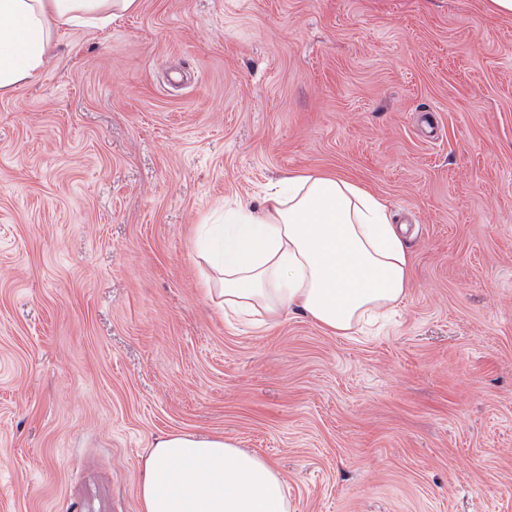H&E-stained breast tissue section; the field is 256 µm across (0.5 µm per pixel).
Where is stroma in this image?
Instances as JSON below:
<instances>
[{
  "mask_svg": "<svg viewBox=\"0 0 512 512\" xmlns=\"http://www.w3.org/2000/svg\"><path fill=\"white\" fill-rule=\"evenodd\" d=\"M406 225L392 321L225 318L200 225L293 173ZM224 435L290 512H512V15L490 0H141L0 96V512H139Z\"/></svg>",
  "mask_w": 512,
  "mask_h": 512,
  "instance_id": "1",
  "label": "stroma"
}]
</instances>
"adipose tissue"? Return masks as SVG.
I'll use <instances>...</instances> for the list:
<instances>
[{
  "mask_svg": "<svg viewBox=\"0 0 512 512\" xmlns=\"http://www.w3.org/2000/svg\"><path fill=\"white\" fill-rule=\"evenodd\" d=\"M140 0H0V96L34 80L58 32L102 29ZM221 308L275 323L293 312L348 335L412 286L411 255L386 204L345 178L289 176L258 207L225 214L200 253ZM140 512H289L277 468L230 438L173 432L144 460Z\"/></svg>",
  "mask_w": 512,
  "mask_h": 512,
  "instance_id": "1",
  "label": "adipose tissue"
}]
</instances>
